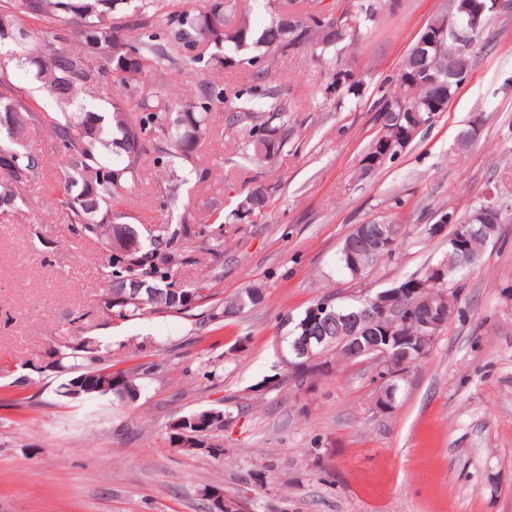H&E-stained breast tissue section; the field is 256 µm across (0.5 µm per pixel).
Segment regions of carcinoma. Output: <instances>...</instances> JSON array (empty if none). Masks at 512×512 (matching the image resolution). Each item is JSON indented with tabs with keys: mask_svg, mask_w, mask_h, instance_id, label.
Returning <instances> with one entry per match:
<instances>
[{
	"mask_svg": "<svg viewBox=\"0 0 512 512\" xmlns=\"http://www.w3.org/2000/svg\"><path fill=\"white\" fill-rule=\"evenodd\" d=\"M272 19L262 28H254L247 10L238 0H204L195 11L171 10L164 0H0V113L11 115L13 131L0 128V207L14 205L18 188L35 179L43 168L41 156L26 144L29 123L35 120L28 100L29 92L19 89L12 81L9 67L32 72V91L45 92L61 108L52 118L49 131L62 152L58 166V182L64 190V208L74 223L76 233H89L112 249L110 274L107 278L112 297L102 301L101 316L109 321H126L149 314L186 315L192 309L217 295L207 289L203 296L189 299L184 296L156 302L148 290L165 291L173 283L161 267L176 262L178 250L174 245L188 231L190 212L183 211L177 229L163 224L149 230L152 248L125 253L110 241L119 233L142 237L137 225L126 221L121 213H112L115 202L136 182L142 159L149 147L159 141L169 145L173 156L184 166L198 170L197 149L210 133L209 114L215 103L224 101V89L203 78L195 95L184 101L175 100L158 90H145L165 63L204 64L213 69L238 63L251 67H271L288 53L308 49L318 58L333 49L341 53L356 44L375 24L390 0H370L371 12L353 6L341 14L343 27L336 36L328 38L323 21L336 12L313 7L290 14V0H268ZM43 23L34 30L27 22ZM457 44L452 37L424 56L411 52L402 70L421 76L428 72L449 85L446 99L468 78L471 63L457 61L454 77H448V60ZM122 81V96L112 100L105 112L87 110V97L112 83ZM254 92L266 99L262 122L247 129L248 161L270 163L288 144L289 128L285 117L288 103L271 92ZM415 96L406 98L394 91L378 105L379 116L390 108L405 105L427 112L429 88L420 83ZM235 98L241 106L227 116L230 126L246 124L254 117L252 101ZM134 101L136 113L129 112L128 101ZM270 133L273 149L261 154L255 147L260 135ZM374 150L365 153L358 169L363 178L375 171L368 162L383 155V148L392 144L388 158L395 157L401 145V131L382 125ZM252 203L247 211L259 212L266 207L270 195L266 187L251 192ZM474 269L472 264L457 263L437 292L448 290L451 282L460 283ZM146 284L141 301L126 299L122 286L130 281ZM262 297L259 288H250L228 302L244 309L258 304ZM97 346L85 337L74 346L60 352L63 359L93 360ZM315 362L297 371L298 384L305 385L324 374L322 367H334L345 362L342 350L323 346L313 349ZM226 410L207 408L182 418L184 431L200 445L219 448L218 432L224 430Z\"/></svg>",
	"mask_w": 512,
	"mask_h": 512,
	"instance_id": "cac0c4a2",
	"label": "carcinoma"
}]
</instances>
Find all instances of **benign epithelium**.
<instances>
[{
    "label": "benign epithelium",
    "instance_id": "1",
    "mask_svg": "<svg viewBox=\"0 0 512 512\" xmlns=\"http://www.w3.org/2000/svg\"><path fill=\"white\" fill-rule=\"evenodd\" d=\"M503 7L502 0H470L467 8L458 7L457 0H449V11L444 15V21L434 28V33L428 39L418 43L417 49L433 48L450 33L460 44L459 51L465 53L469 34L484 26L489 12ZM386 118L389 124H404L405 135L410 140L424 126L417 113L404 107L399 112L386 115ZM500 214V204L488 197L478 223L457 224L455 216L444 215L438 223L432 225V232L438 236L448 225L455 224L453 235L448 237V248L467 254L469 249L465 243L471 242L478 235L492 234L497 228ZM393 238L392 227L388 224L356 225L343 249L347 266L354 270L361 269L363 256L373 250L392 249ZM424 288L426 285L421 283L415 288H401L396 284L373 295L360 297L363 305L347 312L335 310L328 302L312 306L306 333L297 337L293 343L295 358L311 359L312 350L316 347H341L355 336L377 331V344L372 347L376 354L369 357L368 361L382 372L379 383L387 382L396 386V382L406 379L413 353L430 351L454 314V306L448 304L447 294L426 296ZM405 297L412 299L413 303L407 307L406 313L399 314L397 302ZM211 500L212 512H247L244 501L237 498L227 501L221 487L211 496Z\"/></svg>",
    "mask_w": 512,
    "mask_h": 512
}]
</instances>
